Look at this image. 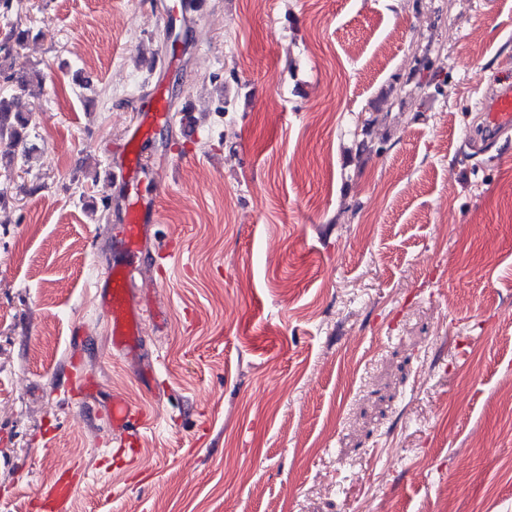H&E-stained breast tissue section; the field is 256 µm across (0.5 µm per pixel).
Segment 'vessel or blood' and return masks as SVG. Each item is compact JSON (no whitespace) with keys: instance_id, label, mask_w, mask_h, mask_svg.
<instances>
[{"instance_id":"1","label":"vessel or blood","mask_w":512,"mask_h":512,"mask_svg":"<svg viewBox=\"0 0 512 512\" xmlns=\"http://www.w3.org/2000/svg\"><path fill=\"white\" fill-rule=\"evenodd\" d=\"M478 121L489 139H496L512 130V79L503 78L490 85L480 100ZM157 211L148 200L134 198L131 203L125 243L127 249H135L141 224L154 220ZM101 306L109 318L112 334V352L119 356L134 355L140 323V307L125 279L108 271L95 283ZM139 418L138 413L121 398H113L108 420L113 430L125 432ZM76 482L69 476L68 466L58 469L56 479L41 488L38 495L44 512H70L76 493Z\"/></svg>"}]
</instances>
